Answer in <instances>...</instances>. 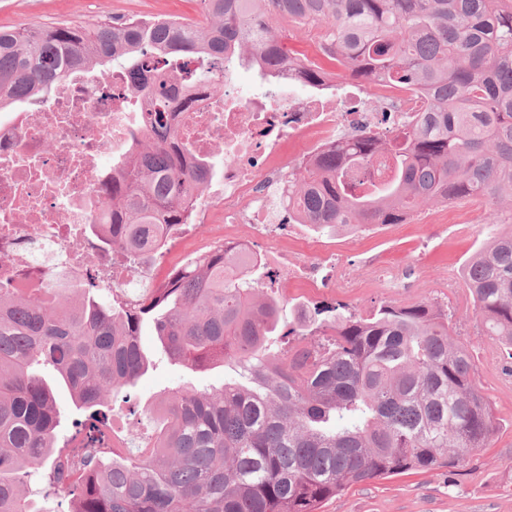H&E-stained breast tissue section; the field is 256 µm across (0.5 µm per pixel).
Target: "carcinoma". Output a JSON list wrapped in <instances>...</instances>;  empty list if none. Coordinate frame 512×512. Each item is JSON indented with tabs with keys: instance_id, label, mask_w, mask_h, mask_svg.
<instances>
[{
	"instance_id": "carcinoma-1",
	"label": "carcinoma",
	"mask_w": 512,
	"mask_h": 512,
	"mask_svg": "<svg viewBox=\"0 0 512 512\" xmlns=\"http://www.w3.org/2000/svg\"><path fill=\"white\" fill-rule=\"evenodd\" d=\"M205 17L109 20L0 31V108L44 94L75 68L118 63L152 101L125 156L98 183L91 228L127 251L159 246L190 223L214 173L173 124L165 72L213 81L218 100L238 67L313 88L340 65L418 89L431 110L393 149L384 181L356 177L388 144L341 143L288 171V195L316 233L402 224L428 204L482 202L490 228L512 223V0H203ZM315 32L324 60L285 53L275 26ZM222 64L221 77L212 69ZM234 248L185 262L132 307L105 302L76 276L34 291L0 288V512H319L345 489L437 473L491 445L500 423L470 345L420 303L366 317L340 303L292 309L259 282L227 276ZM461 276L486 335L512 349V232H492ZM168 358L230 365L211 390L179 387L156 402L153 437L85 459L77 488L52 466L60 425L54 386L81 416L67 442L112 430L150 361L142 323ZM321 335L312 344L295 338Z\"/></svg>"
}]
</instances>
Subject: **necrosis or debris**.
Listing matches in <instances>:
<instances>
[{"mask_svg": "<svg viewBox=\"0 0 512 512\" xmlns=\"http://www.w3.org/2000/svg\"><path fill=\"white\" fill-rule=\"evenodd\" d=\"M171 96L177 104L192 100L174 123L196 153L224 151V186L216 195L225 236L247 227L249 237L236 238L241 255L270 266L277 288L332 298L398 280V271L379 261L358 272L338 264L335 252L296 233L298 209L285 198L288 159L309 163L331 145L364 136L394 141L427 111L426 96L377 83L366 97L332 102L317 94L250 96L228 85L219 100L208 83L178 77ZM151 109L119 79L81 69L56 83L50 100L26 99L0 117V283L35 289L63 269L108 297H138L168 246L112 254L88 226L106 159L125 151L139 113Z\"/></svg>", "mask_w": 512, "mask_h": 512, "instance_id": "necrosis-or-debris-1", "label": "necrosis or debris"}]
</instances>
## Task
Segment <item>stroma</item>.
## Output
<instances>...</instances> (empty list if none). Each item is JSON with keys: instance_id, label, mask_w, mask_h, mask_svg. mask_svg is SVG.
Returning a JSON list of instances; mask_svg holds the SVG:
<instances>
[{"instance_id": "1", "label": "stroma", "mask_w": 512, "mask_h": 512, "mask_svg": "<svg viewBox=\"0 0 512 512\" xmlns=\"http://www.w3.org/2000/svg\"><path fill=\"white\" fill-rule=\"evenodd\" d=\"M204 10L203 0H0V28L21 30L131 16L194 20L202 18ZM463 208L471 215V224L465 228L431 222L437 208L427 205L406 223L384 226L357 249H349L335 235L320 236L319 244L335 251L341 262L354 265L372 256L402 267L410 283L420 279L430 284L426 293L411 287L402 291L359 288L342 295L340 301L356 315L384 303H424L433 312L447 315L452 337L471 346L480 386L493 404L500 429L490 448L475 452L454 472L409 473L361 483L327 500L321 512H512V360L484 335L469 292L460 282L461 266L489 236L483 222L485 204L467 202ZM223 235L221 216L212 212L194 239L173 242L164 272L210 250ZM445 281L454 282L453 291L442 292L440 285ZM223 382V368L193 371L162 360L139 382L135 403L150 404L161 392L186 383L210 389Z\"/></svg>"}]
</instances>
